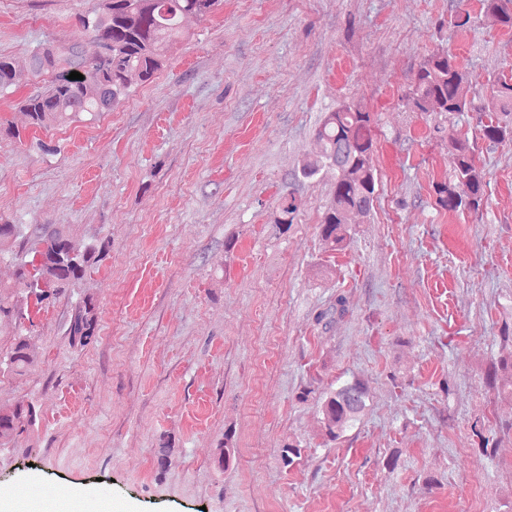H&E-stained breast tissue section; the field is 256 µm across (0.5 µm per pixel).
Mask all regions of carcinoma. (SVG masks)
I'll use <instances>...</instances> for the list:
<instances>
[{
	"instance_id": "cac0c4a2",
	"label": "carcinoma",
	"mask_w": 512,
	"mask_h": 512,
	"mask_svg": "<svg viewBox=\"0 0 512 512\" xmlns=\"http://www.w3.org/2000/svg\"><path fill=\"white\" fill-rule=\"evenodd\" d=\"M219 0H102L97 11L80 18L97 45L111 44L112 61L97 67L98 55L88 57L78 46L59 54L32 53L28 66L19 68L12 58L0 55V94L29 84L43 74L48 84L20 102V109L35 129L61 125L82 115L95 117L112 111L131 93L132 79L150 83L164 67L170 46L179 37L182 20L209 17ZM488 13L512 27V0H485ZM76 71L82 80H70ZM406 105L413 112L451 120L465 113L491 112L494 117L482 126V136L493 146L512 145V84H500L486 96H468L467 77L454 55L438 49L420 64ZM375 121L370 112L355 103H344L326 113L318 123L315 138L319 150L305 160L295 179H312L332 173L330 197L321 224V239L328 251L344 249L350 239L352 218L370 215L376 200V177L372 157L376 148ZM454 179L437 182L435 205L448 212H476L483 205L487 181L476 165L465 138L451 143ZM299 209V199L290 191L280 199L275 225L286 231ZM105 240H94L82 249L73 246L63 224H0V264L15 268V282L0 283V322L24 318L25 305L33 300L47 304L69 288L77 287L87 271L104 256ZM346 311L343 295L333 305L318 312L315 319L327 326ZM97 306L92 296L82 298L68 322L72 345L84 348L96 340ZM502 350L486 372L489 386L512 396V332L502 329ZM34 361L30 336L14 335L7 359L0 360L9 372L22 376ZM367 388L359 379L347 380L323 391L317 412L325 436L337 440L355 427L366 409ZM37 413L30 403L19 401L0 408V447L32 428Z\"/></svg>"
}]
</instances>
